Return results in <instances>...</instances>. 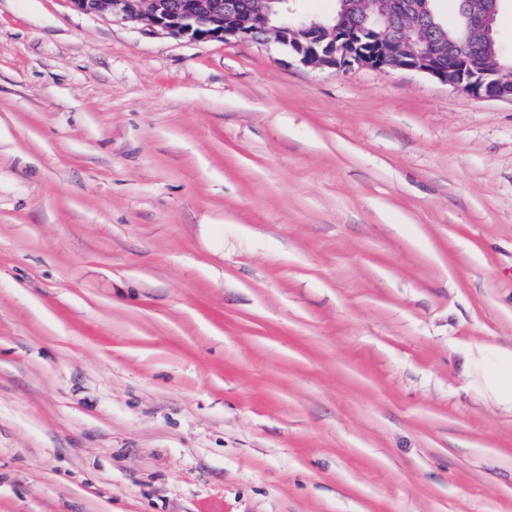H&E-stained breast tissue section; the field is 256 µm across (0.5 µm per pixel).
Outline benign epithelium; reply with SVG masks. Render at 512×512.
Here are the masks:
<instances>
[{
    "label": "benign epithelium",
    "mask_w": 512,
    "mask_h": 512,
    "mask_svg": "<svg viewBox=\"0 0 512 512\" xmlns=\"http://www.w3.org/2000/svg\"><path fill=\"white\" fill-rule=\"evenodd\" d=\"M285 6L286 19L275 22L270 2ZM75 9L109 16L150 32L189 41H273L291 60L305 66L379 71L403 69L425 74L455 90L488 100H512V68L487 66L461 57L437 61L431 29L415 38L387 35L383 10L364 9L367 20L355 24L344 11L331 22L310 17L298 0H251L243 10L236 0H71Z\"/></svg>",
    "instance_id": "benign-epithelium-1"
}]
</instances>
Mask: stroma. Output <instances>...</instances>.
<instances>
[{"mask_svg": "<svg viewBox=\"0 0 512 512\" xmlns=\"http://www.w3.org/2000/svg\"><path fill=\"white\" fill-rule=\"evenodd\" d=\"M512 101L0 0V512H512ZM498 364V372L493 380V384L503 397L511 401L512 406V352L511 354H501Z\"/></svg>", "mask_w": 512, "mask_h": 512, "instance_id": "1", "label": "stroma"}]
</instances>
